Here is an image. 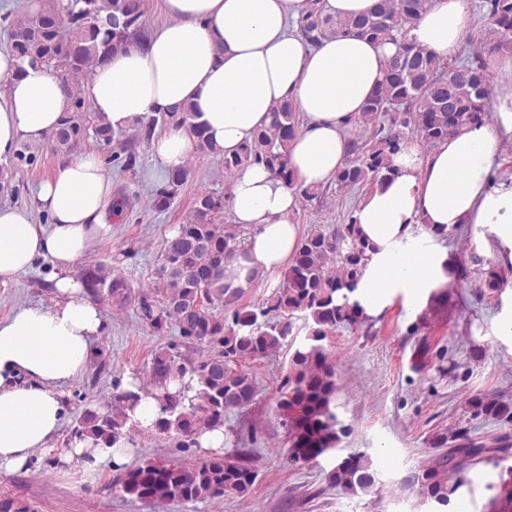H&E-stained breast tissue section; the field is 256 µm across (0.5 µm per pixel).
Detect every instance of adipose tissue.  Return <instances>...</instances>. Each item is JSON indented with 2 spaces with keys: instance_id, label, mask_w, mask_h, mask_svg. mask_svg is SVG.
<instances>
[{
  "instance_id": "obj_1",
  "label": "adipose tissue",
  "mask_w": 512,
  "mask_h": 512,
  "mask_svg": "<svg viewBox=\"0 0 512 512\" xmlns=\"http://www.w3.org/2000/svg\"><path fill=\"white\" fill-rule=\"evenodd\" d=\"M376 0H163L169 20L144 49L118 53L97 66L87 95L112 129L138 118L191 105L214 146L234 153L292 103L303 117L290 165L306 186L327 185L349 154L348 120L384 77L394 44L352 36L308 46L296 22L314 7L346 18L368 13ZM466 0H433L409 36L436 59H453L470 29ZM0 159L19 144L44 142L67 106L59 74L47 67L17 75L0 50ZM492 123L466 128L429 151L410 143L394 157L398 176L376 188L356 212L372 253L356 295L366 317L395 296L419 311L431 291L448 283L449 255L417 243L413 225L454 230L494 224L512 241V188L490 184L504 141H512V84L497 88ZM196 139L172 129L152 142L156 173L181 168ZM233 221L247 233L245 269L273 273L293 258L299 238L296 195L259 165L245 167L230 188ZM51 217L37 224L28 209L0 205V283L8 284L39 258L50 260L56 295L0 319V469L24 468L58 432L63 386L90 362L102 333L99 308L87 301L71 271L94 238L108 231L112 185L100 158L66 160L34 198Z\"/></svg>"
}]
</instances>
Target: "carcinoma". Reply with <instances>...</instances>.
Returning <instances> with one entry per match:
<instances>
[{"mask_svg":"<svg viewBox=\"0 0 512 512\" xmlns=\"http://www.w3.org/2000/svg\"><path fill=\"white\" fill-rule=\"evenodd\" d=\"M431 0H378L363 16L334 18L313 8L298 23L299 33L314 46L322 40L353 35L376 43L398 46L388 61L384 78L349 122L352 157L336 171L331 186L338 192L368 185L377 188L398 174L393 157L408 142L432 148L457 130L483 123L492 111L493 76L489 61L512 56V0H481L486 20L476 50L461 62L433 57L408 37ZM143 0H44L43 7L22 15L7 28L8 48L20 64L55 69L61 76L68 104L51 139L22 144L20 162L31 163L49 148L70 153L88 130L104 143L113 130L101 119L89 123L85 88L94 67L114 53L145 43ZM192 106L146 116L138 121L139 133L148 138L162 124L183 129L197 140L198 151L216 153L207 130L195 122ZM300 130L299 113L290 103L275 106L269 126L259 130L240 150L223 156L224 175L233 178L249 165L264 166L306 204L323 203L326 191L304 186L289 162L290 147ZM369 136L373 146H359L357 137ZM186 165L169 172L153 193L150 204L167 208L188 182ZM231 208L230 195L197 193L186 222L173 229L160 255L159 281L138 296L139 318L156 334L171 329L189 343L203 346L193 359L163 351L155 354L148 379H132L130 387L113 388L111 411L86 409L77 420L74 437L98 447L130 443L139 427L135 411L141 400L156 402L153 431L158 438L198 444L207 431L224 426L233 409L251 405L256 387L241 362L267 358L288 349V372L279 386L274 413L288 433V460L309 461L328 457L336 464L329 481L350 495L368 494L379 483V472L364 453L339 456L345 434L337 418L336 394L340 390L336 365L323 341L341 324L364 319L361 303L353 297L373 245L358 233L356 210L332 231L320 227L298 239L295 255L283 280L266 302L247 308L239 304L244 280L227 273L228 266L244 255L245 230L238 224H219L216 217ZM86 288L107 289L111 305L121 309L132 299L128 282L100 265L90 268ZM223 307L226 313L218 311ZM304 316L306 334L295 338L294 319ZM475 414L512 422V401L479 397L469 401ZM501 439H463L446 432L432 437L435 455L411 477L420 502L447 506L450 497L469 481L453 479L463 464H477L509 455L499 448ZM258 471L236 453H213L192 464L150 460L130 466L112 481V491L150 505L170 501L214 502L250 495ZM499 494L491 506L512 508V466L504 467Z\"/></svg>","mask_w":512,"mask_h":512,"instance_id":"1","label":"carcinoma"}]
</instances>
